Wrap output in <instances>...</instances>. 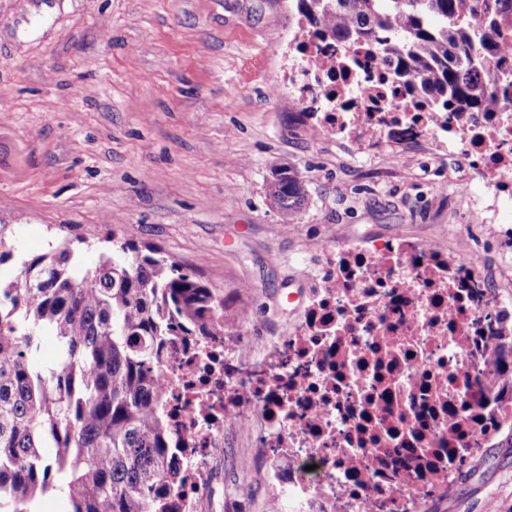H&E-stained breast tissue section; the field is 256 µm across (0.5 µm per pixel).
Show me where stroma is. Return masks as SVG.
<instances>
[{
  "mask_svg": "<svg viewBox=\"0 0 512 512\" xmlns=\"http://www.w3.org/2000/svg\"><path fill=\"white\" fill-rule=\"evenodd\" d=\"M296 0H0V240L48 252L95 233L149 245L250 311L224 343L244 367L255 344L289 335L337 245L415 237L470 259L512 301V204L472 223L481 182L461 189L443 154L387 144L356 159L305 117L288 86ZM280 43V53L269 50ZM306 204L268 198L274 169ZM253 433L227 427L207 473V512H269ZM512 512V439L470 455L426 512ZM268 196L285 214L300 211L305 204V191L300 178L289 168L275 170L268 181Z\"/></svg>",
  "mask_w": 512,
  "mask_h": 512,
  "instance_id": "obj_1",
  "label": "stroma"
}]
</instances>
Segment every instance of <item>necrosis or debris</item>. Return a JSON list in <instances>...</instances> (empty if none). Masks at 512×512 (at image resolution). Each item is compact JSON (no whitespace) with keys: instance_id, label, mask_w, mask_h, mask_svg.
<instances>
[{"instance_id":"necrosis-or-debris-1","label":"necrosis or debris","mask_w":512,"mask_h":512,"mask_svg":"<svg viewBox=\"0 0 512 512\" xmlns=\"http://www.w3.org/2000/svg\"><path fill=\"white\" fill-rule=\"evenodd\" d=\"M289 71L298 99L325 132L368 152L431 138L467 159L461 186L480 181L492 223L512 201L511 112H410L369 40L345 49L300 25ZM295 335L270 342L241 380L223 341L201 355L171 351L162 372L166 412L188 442L192 480L182 512L207 496V467L241 409L256 416V454L274 498L291 512H420L444 495L460 461L495 433L492 376L480 348L495 335L498 298L458 235L454 251L428 241L368 240L337 247Z\"/></svg>"}]
</instances>
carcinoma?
<instances>
[{
	"label": "carcinoma",
	"instance_id": "obj_1",
	"mask_svg": "<svg viewBox=\"0 0 512 512\" xmlns=\"http://www.w3.org/2000/svg\"><path fill=\"white\" fill-rule=\"evenodd\" d=\"M297 9L321 38L372 35L422 103L512 109V86L498 87L512 47L486 38L512 34L503 24L512 0H297ZM267 190L287 215L305 204L290 169L274 171ZM78 254L64 242L0 274V512H39L53 491L65 512H178L186 476L163 413L164 348L193 351L247 309L149 246L114 245L87 270ZM44 336L57 343L49 363ZM495 339L491 364L512 354L509 337Z\"/></svg>",
	"mask_w": 512,
	"mask_h": 512
}]
</instances>
